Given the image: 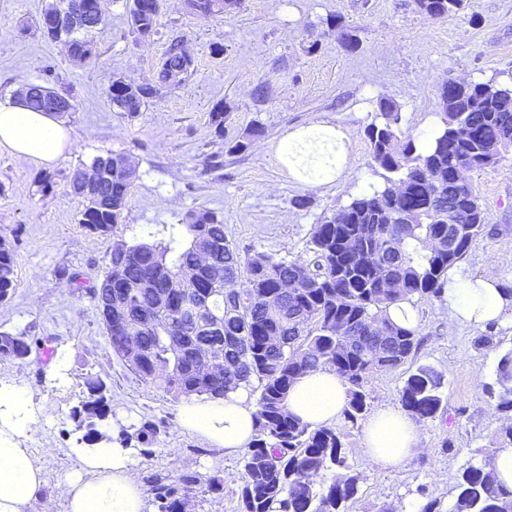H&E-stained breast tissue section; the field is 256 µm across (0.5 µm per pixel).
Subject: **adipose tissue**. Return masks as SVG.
Segmentation results:
<instances>
[{
    "mask_svg": "<svg viewBox=\"0 0 512 512\" xmlns=\"http://www.w3.org/2000/svg\"><path fill=\"white\" fill-rule=\"evenodd\" d=\"M69 144L68 131L49 113L29 110L16 95L0 97V148L48 167ZM275 154L299 185H339L348 168V137L336 124L317 121L288 131ZM443 299L452 331L512 318V297L505 295L490 269L476 275L456 274L449 279ZM346 390L333 371L310 373L292 387L288 408L312 426L328 425L343 412ZM29 402L25 387H0V512H35L39 502L42 470L29 449L13 442L29 421ZM255 414L248 389L240 388L221 399L186 403L180 426L230 455L249 446L255 435ZM364 439L373 460L394 466L411 458L418 446L414 424L392 409L379 411L369 420ZM76 455L80 475L61 486L68 512H149L134 468V449L102 444L77 449Z\"/></svg>",
    "mask_w": 512,
    "mask_h": 512,
    "instance_id": "obj_1",
    "label": "adipose tissue"
}]
</instances>
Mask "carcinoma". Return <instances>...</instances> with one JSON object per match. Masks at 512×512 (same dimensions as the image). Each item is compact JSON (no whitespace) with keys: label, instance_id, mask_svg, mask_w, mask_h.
I'll list each match as a JSON object with an SVG mask.
<instances>
[{"label":"carcinoma","instance_id":"obj_1","mask_svg":"<svg viewBox=\"0 0 512 512\" xmlns=\"http://www.w3.org/2000/svg\"><path fill=\"white\" fill-rule=\"evenodd\" d=\"M71 8L69 51L77 59L95 54L89 34L104 26L100 0H68ZM192 0V13L226 15L227 3ZM467 0H414L431 19L448 18ZM161 0H125L132 33L155 32ZM58 4L41 13L36 28L43 38L58 37L49 25ZM326 24L348 51L357 48L354 30L338 15ZM193 72V57L181 38L173 39L159 63L155 81L135 84L113 79L110 105L132 120L157 91ZM34 112L64 114L77 109L70 91L47 83H28L19 91ZM439 129L431 146L420 151L400 128L399 106L381 98L377 120L364 131L372 166L387 173L384 184L362 193L311 229L303 256L288 257L257 249L241 250L215 212L199 208L172 225L167 237L124 244L112 250L104 278H121L112 302L122 315L103 310L104 289H89L112 352L142 381L174 399H216L241 385L256 394V435L246 449L241 512H348L359 492V477L342 473L325 481L334 467L348 468L342 434L331 426L313 428L287 407L288 392L302 376L334 370L347 384L344 416L355 422L367 411L368 379L407 363L419 344V328L390 319L387 309L402 301L440 299L449 273L465 259L482 234L485 210L471 181L454 175L493 168L512 155V85L496 79L468 83L448 79L440 89ZM265 135L253 125L228 146L242 153ZM136 169L119 151L92 158L68 180L69 193L81 203L79 223L88 232L108 236L121 226ZM454 237L448 250V235ZM201 243L214 247L201 286L210 289V307L223 315L219 324L191 314L195 294L178 288L196 264ZM15 256L0 250V302L15 284ZM359 343L344 348L341 337ZM37 341L25 332L0 334V357L22 360ZM207 350L221 368L203 369L198 351ZM500 390L495 407L512 417V350L497 364ZM86 394L72 412L95 445L107 434L111 414L106 385L96 375L84 378ZM444 377L429 364L410 370L401 405L415 420L436 418L444 407ZM158 427L145 422L137 439L152 453ZM497 448L478 465L467 467L458 483L454 512H512V490L493 467L496 453L512 447V424L495 436ZM201 484L195 472H183L153 486L158 512H185L190 494Z\"/></svg>","mask_w":512,"mask_h":512}]
</instances>
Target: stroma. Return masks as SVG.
Returning a JSON list of instances; mask_svg holds the SVG:
<instances>
[{
    "label": "stroma",
    "instance_id": "obj_1",
    "mask_svg": "<svg viewBox=\"0 0 512 512\" xmlns=\"http://www.w3.org/2000/svg\"><path fill=\"white\" fill-rule=\"evenodd\" d=\"M48 2L0 0V96L48 75L70 86L78 101L77 111L61 118L72 145L51 167L0 148V240L16 260L15 288L0 302V332L50 339L55 351L50 360L38 350L23 360L0 358V385H23L31 399V423L15 442L41 467L51 512H66L59 487L79 473L73 451L84 445L71 412L92 373L107 387L112 438L134 434L147 421L160 429L152 454L135 457L144 492L192 471L203 480L192 512H239L241 454L224 455L184 431L182 401L141 381L113 355L90 286L102 278L116 243L165 237L196 208L223 216L241 249L304 254L313 225L382 182L369 164L364 134L379 98L398 104L402 130L415 136L436 123L439 88L448 79L512 78V0H470L464 11L438 20L421 14L413 0H241L234 13L209 18L190 14L185 0H164L146 42L132 34L123 0H102L106 25L89 62L34 31ZM332 14L354 28L356 50H346L326 26ZM176 37L192 51V76L160 90L134 120L113 112V78L147 81ZM260 85L267 89L262 101L255 98ZM219 106L226 116L220 138L209 122ZM315 120L332 121L348 135L343 187L300 186L275 156L285 133ZM256 123L265 136L244 154H227L226 143ZM108 150L127 154L138 177L117 234L100 237L79 224L80 205L67 179ZM472 181L486 226L459 267L474 274L493 268L501 285L512 288V160L473 174ZM298 196L311 197V205L294 207ZM417 310L421 345L408 367L429 364L443 373L444 411L418 422L421 450L398 468L367 456L366 417L336 420L350 471L359 477L348 512L386 506L421 512L432 500L439 512H452L462 472L481 462L505 423L491 394L499 389L498 360L512 350V323L493 325V343L484 347L477 343L482 329L449 332L443 301L418 302ZM406 369L369 379L368 414L400 408ZM213 478L223 483L222 492L208 490Z\"/></svg>",
    "mask_w": 512,
    "mask_h": 512
}]
</instances>
